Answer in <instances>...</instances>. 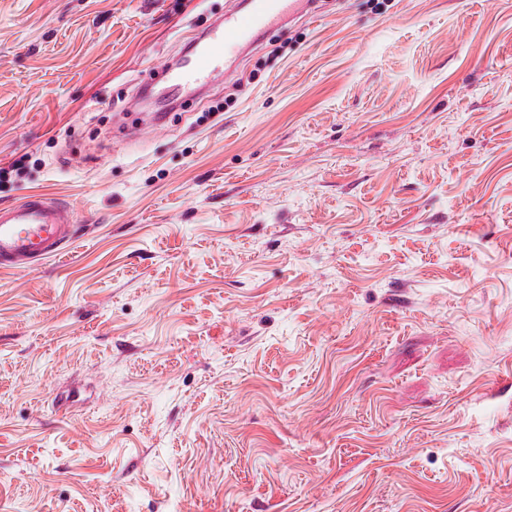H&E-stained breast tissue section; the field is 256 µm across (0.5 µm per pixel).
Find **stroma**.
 <instances>
[{"instance_id": "stroma-1", "label": "stroma", "mask_w": 512, "mask_h": 512, "mask_svg": "<svg viewBox=\"0 0 512 512\" xmlns=\"http://www.w3.org/2000/svg\"><path fill=\"white\" fill-rule=\"evenodd\" d=\"M375 2L152 129L224 0H0V512H512V0ZM73 228L69 208L41 193L0 206V270L25 272L61 255L75 238Z\"/></svg>"}]
</instances>
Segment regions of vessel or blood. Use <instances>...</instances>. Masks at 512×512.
Here are the masks:
<instances>
[{
  "label": "vessel or blood",
  "instance_id": "1",
  "mask_svg": "<svg viewBox=\"0 0 512 512\" xmlns=\"http://www.w3.org/2000/svg\"><path fill=\"white\" fill-rule=\"evenodd\" d=\"M319 12V0H227L224 13L194 43L178 68L158 76L173 100L216 78L226 59L258 45L267 34L286 29ZM74 238L70 210L61 202L33 193L22 202L0 206V270L24 272L59 256Z\"/></svg>",
  "mask_w": 512,
  "mask_h": 512
}]
</instances>
